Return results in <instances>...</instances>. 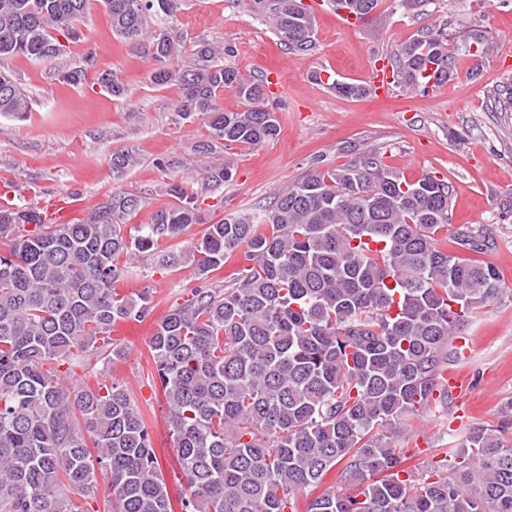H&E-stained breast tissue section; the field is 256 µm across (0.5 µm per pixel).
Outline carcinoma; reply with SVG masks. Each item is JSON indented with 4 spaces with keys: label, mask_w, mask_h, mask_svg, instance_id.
I'll use <instances>...</instances> for the list:
<instances>
[{
    "label": "carcinoma",
    "mask_w": 512,
    "mask_h": 512,
    "mask_svg": "<svg viewBox=\"0 0 512 512\" xmlns=\"http://www.w3.org/2000/svg\"><path fill=\"white\" fill-rule=\"evenodd\" d=\"M181 0H103L116 33L158 64L151 79L179 80L177 115L200 119L224 148L259 146L279 133L266 86L224 63L231 47L201 43L198 67H169L182 37L154 28ZM288 52L315 48V20L300 0H252ZM364 20L379 0H334ZM90 0H0V58L58 59L80 41ZM479 29L458 42L427 29L394 53L405 89L428 91L459 75L484 46ZM358 98L367 88L332 85ZM230 90L244 109L220 104ZM32 105L0 70V115L23 120ZM207 178L230 167L207 157ZM179 204L149 224H131L145 199L114 192L85 217L52 224L32 207L0 201V512H86L103 492L112 512H175L144 412L127 387L69 385L60 366L81 356L112 371L123 351L121 320L153 311L146 287L119 284L137 257L168 270L187 263L199 277L240 252L247 266L160 320L149 343L168 407L185 492L180 512H300L298 495L328 487L305 512H512V400L497 424L468 433L421 473L406 466L397 438L448 404L442 373L452 341L500 292L490 262L448 252L451 187L432 175L408 181L369 149L341 168H312L268 208L202 223L198 195L184 181ZM378 244L371 249L365 239ZM455 244L484 254L489 239L460 228Z\"/></svg>",
    "instance_id": "carcinoma-1"
}]
</instances>
